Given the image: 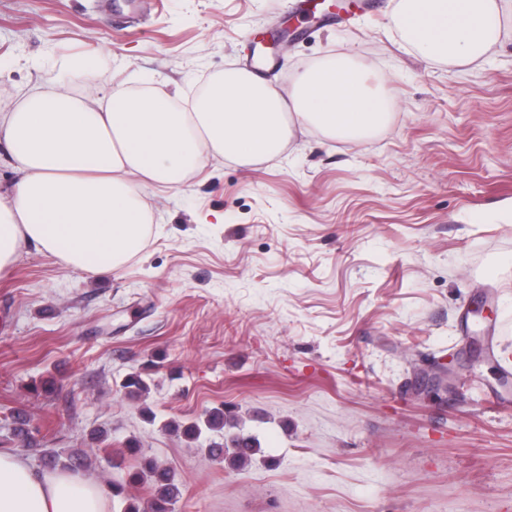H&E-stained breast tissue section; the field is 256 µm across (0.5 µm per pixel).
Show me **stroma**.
<instances>
[{
	"label": "stroma",
	"instance_id": "1",
	"mask_svg": "<svg viewBox=\"0 0 512 512\" xmlns=\"http://www.w3.org/2000/svg\"><path fill=\"white\" fill-rule=\"evenodd\" d=\"M296 3L0 0V113L53 79L191 97L245 67L286 91L339 55L392 106L360 140L298 127L273 159L143 186L152 234L118 272L23 246L0 272V450L25 453L22 413L108 487L136 440L173 469L175 512H512V40L452 67L400 46L390 0ZM284 34L262 66L251 43ZM439 359L444 388L423 380ZM220 405L258 440L246 462L181 431Z\"/></svg>",
	"mask_w": 512,
	"mask_h": 512
}]
</instances>
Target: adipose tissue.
<instances>
[{
	"label": "adipose tissue",
	"mask_w": 512,
	"mask_h": 512,
	"mask_svg": "<svg viewBox=\"0 0 512 512\" xmlns=\"http://www.w3.org/2000/svg\"><path fill=\"white\" fill-rule=\"evenodd\" d=\"M393 2V31L430 61L483 63L512 33V0ZM390 109L367 70L344 56L306 69L285 92L242 69L216 75L188 100L166 89L78 97L44 84L0 113V141L19 172L0 192V271L27 243L70 269L117 271L150 237L141 185L181 187L211 159H269L297 125L360 139L383 126ZM0 512H110V492L82 474L38 470L0 451Z\"/></svg>",
	"instance_id": "adipose-tissue-1"
}]
</instances>
